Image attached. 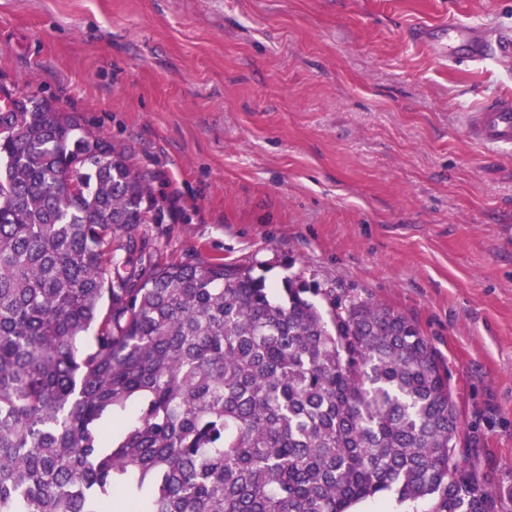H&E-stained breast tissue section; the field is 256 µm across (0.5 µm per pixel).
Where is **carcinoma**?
Segmentation results:
<instances>
[{
    "label": "carcinoma",
    "instance_id": "obj_1",
    "mask_svg": "<svg viewBox=\"0 0 512 512\" xmlns=\"http://www.w3.org/2000/svg\"><path fill=\"white\" fill-rule=\"evenodd\" d=\"M0 113V512H502L417 325L163 263L150 180L72 116ZM122 486V501L112 498ZM353 512H432L431 500H419L400 505L394 495L384 494L380 498L359 502L351 509Z\"/></svg>",
    "mask_w": 512,
    "mask_h": 512
}]
</instances>
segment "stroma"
Masks as SVG:
<instances>
[{"instance_id": "35a3bbf8", "label": "stroma", "mask_w": 512, "mask_h": 512, "mask_svg": "<svg viewBox=\"0 0 512 512\" xmlns=\"http://www.w3.org/2000/svg\"><path fill=\"white\" fill-rule=\"evenodd\" d=\"M450 19L512 38V0H0V89L127 151L161 260L414 321L512 512V149L468 135L512 52L456 65L408 35Z\"/></svg>"}]
</instances>
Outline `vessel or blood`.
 <instances>
[{
    "instance_id": "obj_1",
    "label": "vessel or blood",
    "mask_w": 512,
    "mask_h": 512,
    "mask_svg": "<svg viewBox=\"0 0 512 512\" xmlns=\"http://www.w3.org/2000/svg\"><path fill=\"white\" fill-rule=\"evenodd\" d=\"M413 37L435 56L452 62H474L512 50L511 43L493 37L489 31L454 20L416 28ZM470 134L473 140L487 146L511 145L512 97L504 96L483 106L475 115Z\"/></svg>"
}]
</instances>
